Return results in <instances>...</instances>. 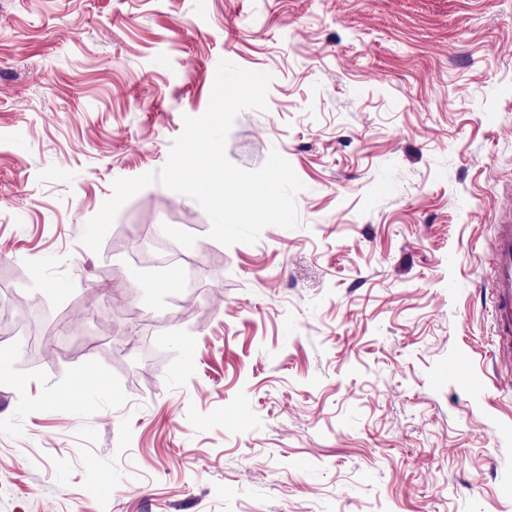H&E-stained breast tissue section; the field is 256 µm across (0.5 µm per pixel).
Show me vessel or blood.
Segmentation results:
<instances>
[{
  "instance_id": "1",
  "label": "vessel or blood",
  "mask_w": 512,
  "mask_h": 512,
  "mask_svg": "<svg viewBox=\"0 0 512 512\" xmlns=\"http://www.w3.org/2000/svg\"><path fill=\"white\" fill-rule=\"evenodd\" d=\"M490 272L483 283L500 355L512 357V224L495 227L488 259Z\"/></svg>"
}]
</instances>
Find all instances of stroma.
Segmentation results:
<instances>
[{
    "instance_id": "35a3bbf8",
    "label": "stroma",
    "mask_w": 512,
    "mask_h": 512,
    "mask_svg": "<svg viewBox=\"0 0 512 512\" xmlns=\"http://www.w3.org/2000/svg\"><path fill=\"white\" fill-rule=\"evenodd\" d=\"M223 59L297 226L226 246L156 182L88 249ZM506 211L512 0H0V512H512ZM512 218L495 224L489 254L490 272L480 286L489 300L494 326L495 348L500 355L512 357Z\"/></svg>"
}]
</instances>
